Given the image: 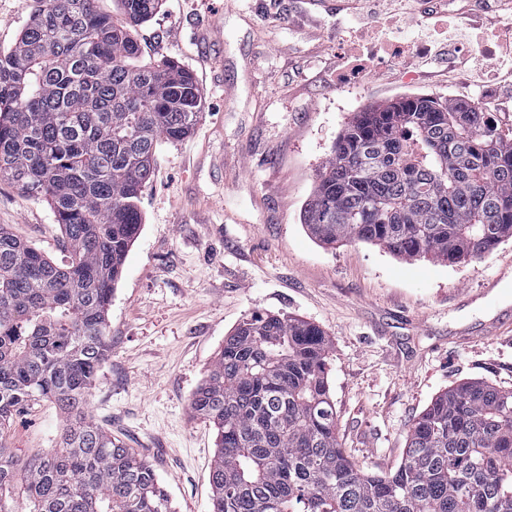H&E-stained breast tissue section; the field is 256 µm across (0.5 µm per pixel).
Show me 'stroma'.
Wrapping results in <instances>:
<instances>
[{
	"instance_id": "35a3bbf8",
	"label": "stroma",
	"mask_w": 512,
	"mask_h": 512,
	"mask_svg": "<svg viewBox=\"0 0 512 512\" xmlns=\"http://www.w3.org/2000/svg\"><path fill=\"white\" fill-rule=\"evenodd\" d=\"M343 0H163L138 27L143 61L170 60L203 90L186 139L160 143L143 224L112 297V349L88 401L93 420L150 460L175 512H210L215 432L190 399L237 324L280 313L319 326L332 352L337 434L363 472L400 464L409 428L438 395L482 380L512 390V239L479 261L397 259L379 246H321L303 224L318 170L356 112L406 96L481 102L512 127V82L374 65L357 85L339 39ZM55 261L64 235L49 206L0 182V225ZM52 403L21 410L0 441L55 447Z\"/></svg>"
}]
</instances>
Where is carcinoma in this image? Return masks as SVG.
Here are the masks:
<instances>
[{"instance_id":"cac0c4a2","label":"carcinoma","mask_w":512,"mask_h":512,"mask_svg":"<svg viewBox=\"0 0 512 512\" xmlns=\"http://www.w3.org/2000/svg\"><path fill=\"white\" fill-rule=\"evenodd\" d=\"M115 2L117 19L97 0H37L0 50V181L48 204L67 252L57 263L0 227V427L41 401L64 415L55 448L0 442V512H172L87 400L156 146L193 132L203 92L180 65L140 63L135 32L163 0ZM303 220L330 247L482 259L512 238V134L429 95L370 105L336 138ZM329 352L318 326L284 314L224 337L190 402L216 433L212 512H512V390L438 395L398 467L369 475L338 440Z\"/></svg>"}]
</instances>
